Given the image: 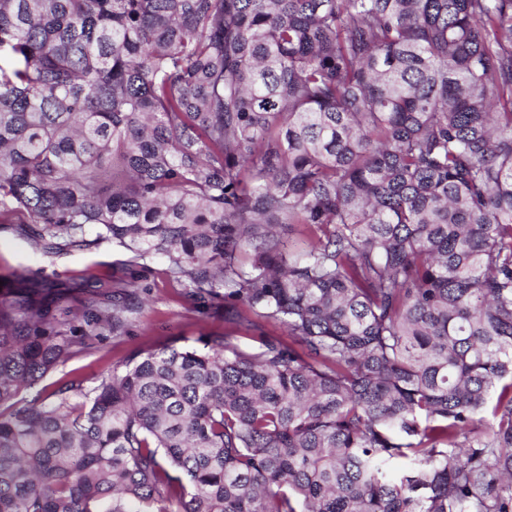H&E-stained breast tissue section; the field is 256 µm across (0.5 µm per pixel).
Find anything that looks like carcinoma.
<instances>
[{
  "label": "carcinoma",
  "instance_id": "cac0c4a2",
  "mask_svg": "<svg viewBox=\"0 0 512 512\" xmlns=\"http://www.w3.org/2000/svg\"><path fill=\"white\" fill-rule=\"evenodd\" d=\"M0 221L290 338L0 293V512H512V0H0ZM18 224L0 223V292H5L18 275L31 279H50L63 284L66 294L58 303V317L72 320L70 311L94 293L101 307L107 306L109 291L133 282L139 288L140 305L129 316L122 334L107 329L95 332L99 337L79 347L65 362L43 377L27 396L50 394L60 381L81 379L84 386L110 366H119L138 349H156L174 344L203 348L202 336H239L244 348L259 345V336H277L288 342L285 329L274 320H259L257 328L224 320V306L193 301L181 288H174L167 274V262L160 256H148L130 262L123 248L102 244L86 251L47 253L19 234ZM77 290L65 291V289ZM85 289V290H79Z\"/></svg>",
  "mask_w": 512,
  "mask_h": 512
}]
</instances>
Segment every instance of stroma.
Listing matches in <instances>:
<instances>
[{
  "label": "stroma",
  "mask_w": 512,
  "mask_h": 512,
  "mask_svg": "<svg viewBox=\"0 0 512 512\" xmlns=\"http://www.w3.org/2000/svg\"><path fill=\"white\" fill-rule=\"evenodd\" d=\"M20 275L54 280L66 287L58 304V316L63 320L70 319L86 298H96L104 307L111 289L130 282L139 288V308L130 315L123 333L116 337L109 330H99L96 339L34 385V392L44 395L65 380L79 379L91 385L101 372L121 365L138 349L170 344L195 347L201 337L224 334L237 337L241 347L254 348L260 337L286 335L273 320L260 321L250 330L226 322L223 305L191 300L181 288L173 287L161 257L134 262L123 248L109 244L86 251L48 253L20 235L16 225L0 223V283L10 284Z\"/></svg>",
  "instance_id": "1"
}]
</instances>
